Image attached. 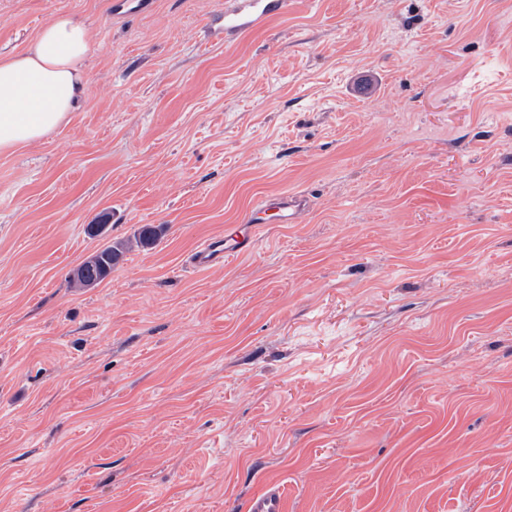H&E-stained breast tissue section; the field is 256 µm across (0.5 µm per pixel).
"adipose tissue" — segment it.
<instances>
[{"instance_id": "obj_1", "label": "adipose tissue", "mask_w": 512, "mask_h": 512, "mask_svg": "<svg viewBox=\"0 0 512 512\" xmlns=\"http://www.w3.org/2000/svg\"><path fill=\"white\" fill-rule=\"evenodd\" d=\"M89 45L87 25L59 14L24 52L0 56V152L68 123L86 84Z\"/></svg>"}]
</instances>
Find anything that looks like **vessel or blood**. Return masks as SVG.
Returning a JSON list of instances; mask_svg holds the SVG:
<instances>
[{"instance_id":"vessel-or-blood-1","label":"vessel or blood","mask_w":512,"mask_h":512,"mask_svg":"<svg viewBox=\"0 0 512 512\" xmlns=\"http://www.w3.org/2000/svg\"><path fill=\"white\" fill-rule=\"evenodd\" d=\"M291 0H233L224 10L225 37H236L261 28L273 16L288 13ZM307 209L304 196L279 193L264 198L241 223L226 227L222 237L201 243L190 257V265L204 270L249 253L258 232L267 224L300 223ZM248 512H285L281 488L269 486L252 496Z\"/></svg>"}]
</instances>
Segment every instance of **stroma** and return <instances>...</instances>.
<instances>
[{
    "instance_id": "obj_1",
    "label": "stroma",
    "mask_w": 512,
    "mask_h": 512,
    "mask_svg": "<svg viewBox=\"0 0 512 512\" xmlns=\"http://www.w3.org/2000/svg\"><path fill=\"white\" fill-rule=\"evenodd\" d=\"M293 2L227 39L230 0H0V55L91 35L0 153V512H512V0ZM306 209L307 200L302 195L285 192L268 196L248 211L241 224L224 228V236L201 243L191 255L190 265L204 270L245 255L265 224L300 223ZM128 243H113L99 249L84 261L74 275V286L77 288H92L112 274L122 260ZM248 512H285V495L282 489L269 486L252 496Z\"/></svg>"
}]
</instances>
